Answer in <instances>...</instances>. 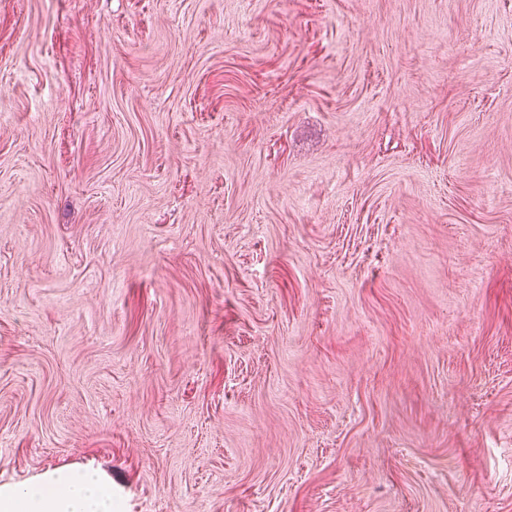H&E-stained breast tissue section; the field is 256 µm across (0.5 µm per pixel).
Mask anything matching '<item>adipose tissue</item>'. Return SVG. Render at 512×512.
<instances>
[{
	"instance_id": "obj_1",
	"label": "adipose tissue",
	"mask_w": 512,
	"mask_h": 512,
	"mask_svg": "<svg viewBox=\"0 0 512 512\" xmlns=\"http://www.w3.org/2000/svg\"><path fill=\"white\" fill-rule=\"evenodd\" d=\"M0 512H119L112 481L101 470L73 465L22 483L0 484Z\"/></svg>"
}]
</instances>
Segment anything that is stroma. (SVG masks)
<instances>
[{"label": "stroma", "instance_id": "1", "mask_svg": "<svg viewBox=\"0 0 512 512\" xmlns=\"http://www.w3.org/2000/svg\"><path fill=\"white\" fill-rule=\"evenodd\" d=\"M122 512H512V0H0V483ZM0 512H122L112 480L91 466L46 470L22 483L0 484Z\"/></svg>", "mask_w": 512, "mask_h": 512}]
</instances>
